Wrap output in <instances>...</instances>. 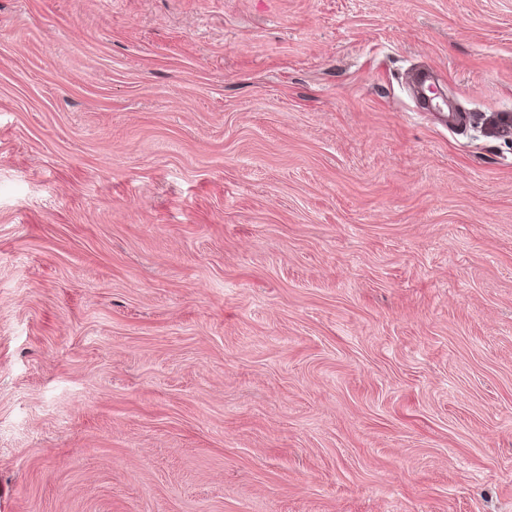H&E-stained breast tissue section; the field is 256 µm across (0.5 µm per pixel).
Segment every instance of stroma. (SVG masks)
<instances>
[{
	"label": "stroma",
	"mask_w": 512,
	"mask_h": 512,
	"mask_svg": "<svg viewBox=\"0 0 512 512\" xmlns=\"http://www.w3.org/2000/svg\"><path fill=\"white\" fill-rule=\"evenodd\" d=\"M0 512H512V0H0Z\"/></svg>",
	"instance_id": "stroma-1"
}]
</instances>
